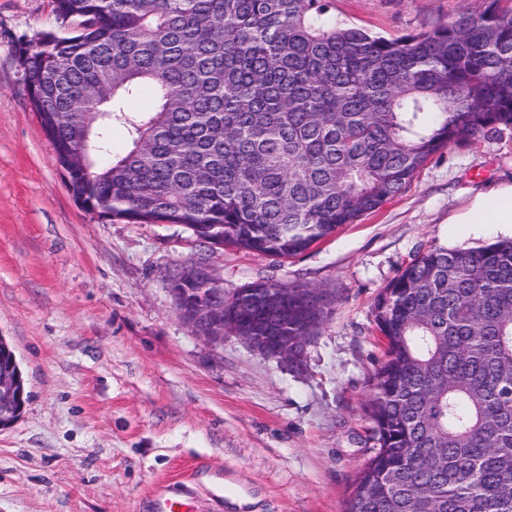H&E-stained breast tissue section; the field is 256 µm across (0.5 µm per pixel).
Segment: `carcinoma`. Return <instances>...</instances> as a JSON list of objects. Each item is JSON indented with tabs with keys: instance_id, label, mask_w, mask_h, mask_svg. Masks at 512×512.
Returning a JSON list of instances; mask_svg holds the SVG:
<instances>
[{
	"instance_id": "obj_1",
	"label": "carcinoma",
	"mask_w": 512,
	"mask_h": 512,
	"mask_svg": "<svg viewBox=\"0 0 512 512\" xmlns=\"http://www.w3.org/2000/svg\"><path fill=\"white\" fill-rule=\"evenodd\" d=\"M477 2L389 39L336 21L332 0H53L76 30L16 56L82 205L291 257L441 149L512 129V10ZM202 291L180 289L187 310ZM218 297L225 335L286 336L295 368L334 304L268 279ZM373 314L375 445L344 512H512V239L417 253Z\"/></svg>"
}]
</instances>
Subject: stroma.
<instances>
[{"label": "stroma", "instance_id": "1", "mask_svg": "<svg viewBox=\"0 0 512 512\" xmlns=\"http://www.w3.org/2000/svg\"><path fill=\"white\" fill-rule=\"evenodd\" d=\"M462 6L330 12L398 38ZM55 25L52 0H0V336L26 393L0 430V512H143L169 485L192 491L193 512H343L371 446L373 302L420 249L502 238L453 218L512 185V129L442 149L401 195L296 256L206 251L182 225L104 220L74 200L15 55L19 37ZM201 256L228 298L258 279L334 294L300 369L231 336L209 349L178 318L164 274ZM220 484L245 505L212 500Z\"/></svg>", "mask_w": 512, "mask_h": 512}]
</instances>
